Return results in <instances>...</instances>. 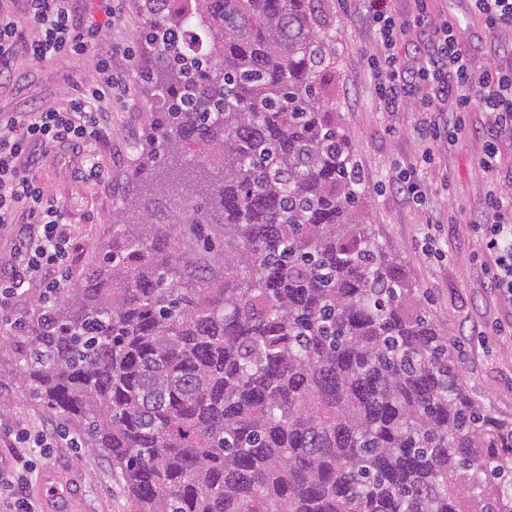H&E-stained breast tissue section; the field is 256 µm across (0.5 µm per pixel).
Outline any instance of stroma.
I'll return each mask as SVG.
<instances>
[{
    "label": "stroma",
    "instance_id": "obj_1",
    "mask_svg": "<svg viewBox=\"0 0 512 512\" xmlns=\"http://www.w3.org/2000/svg\"><path fill=\"white\" fill-rule=\"evenodd\" d=\"M125 12L112 28L101 33L93 48L78 57L62 56L38 64L18 61L14 78L0 86V113L17 112L38 105L49 108L70 97L74 90L92 82L100 47L115 41L128 43L141 52L139 32L144 20L136 0H125ZM434 14L456 23L462 44L485 47L497 43L500 62L512 65V31L491 32L473 14L469 0H429ZM336 77L329 106L338 113L361 169L370 201L371 222L376 237L410 278L432 322L447 332L461 375L470 394L490 414L512 422V335H479V328L498 322L512 324V301L488 288L483 272L494 257L473 236L466 221L485 195L490 175L476 165L485 141L488 117L471 112L466 128L452 141L433 145L434 160L424 166L421 178L429 189L428 203L414 207L387 190L393 160L413 161L420 152L415 128L420 112L405 108L382 112L365 69V56L375 50L371 30L352 22L344 13L334 21ZM127 74V88L112 92V125L103 138V148L112 152L109 186L89 190L73 172L79 158L40 170L49 194L68 208L69 220L78 234L70 253V280H77L95 263L100 244L111 236L110 218L128 191V173L147 124L149 102L138 77L137 62L117 61ZM453 213L456 224L440 243L446 258L427 260L422 254V232L435 209ZM50 417L36 402L23 399L11 384L0 386V426L24 424L37 429ZM34 467L27 494L37 512H53L51 498L37 486L40 476L56 471L66 486L69 512H128L122 483L93 448H57L50 453L33 452Z\"/></svg>",
    "mask_w": 512,
    "mask_h": 512
}]
</instances>
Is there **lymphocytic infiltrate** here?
<instances>
[{
	"label": "lymphocytic infiltrate",
	"instance_id": "lymphocytic-infiltrate-1",
	"mask_svg": "<svg viewBox=\"0 0 512 512\" xmlns=\"http://www.w3.org/2000/svg\"><path fill=\"white\" fill-rule=\"evenodd\" d=\"M390 2L347 0L346 12L374 33L377 49L367 55L366 71L380 108L393 113L412 106L423 114L416 129L420 155L411 163L395 162L389 180L403 201L422 206L428 188L419 167L433 162L432 144L465 128L474 107L486 112L493 130L478 166L498 171L499 140L512 137V66H502L492 51L475 55L460 42L452 22L430 11L427 0H414L408 15L393 10ZM102 3L98 21L80 13L75 0H0V85L10 82L17 58L41 63L86 53L88 35L112 24V0ZM413 29L421 39L409 50L404 38ZM117 57L130 59L129 46L105 47L92 84L55 107L0 115V241L5 244L0 251L1 330L21 333L24 322L11 312L27 286L39 287L38 300L45 305L61 294L77 229L67 220L64 202L48 193L38 172L72 152L83 159L77 175L86 186L108 182L112 157L100 144L112 121V91L123 79L112 67ZM468 226L496 255L485 269L489 286L512 298V195L490 185ZM63 442L71 448L78 444L76 437L49 425L17 430L11 442L16 469L29 470L30 449L48 451Z\"/></svg>",
	"mask_w": 512,
	"mask_h": 512
}]
</instances>
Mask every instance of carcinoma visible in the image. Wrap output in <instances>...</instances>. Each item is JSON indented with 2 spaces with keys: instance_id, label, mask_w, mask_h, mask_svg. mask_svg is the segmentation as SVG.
Wrapping results in <instances>:
<instances>
[{
  "instance_id": "carcinoma-1",
  "label": "carcinoma",
  "mask_w": 512,
  "mask_h": 512,
  "mask_svg": "<svg viewBox=\"0 0 512 512\" xmlns=\"http://www.w3.org/2000/svg\"><path fill=\"white\" fill-rule=\"evenodd\" d=\"M137 7L134 191L84 277L0 331V378L100 452L128 512H512V422L377 240L325 106L327 0Z\"/></svg>"
}]
</instances>
